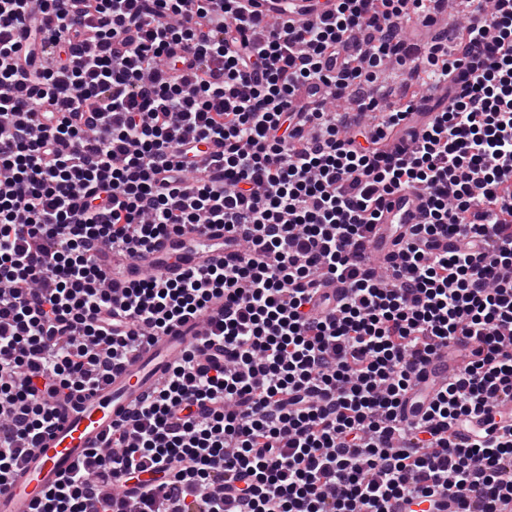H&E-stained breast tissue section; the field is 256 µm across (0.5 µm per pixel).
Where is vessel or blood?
<instances>
[{"label":"vessel or blood","instance_id":"obj_1","mask_svg":"<svg viewBox=\"0 0 512 512\" xmlns=\"http://www.w3.org/2000/svg\"><path fill=\"white\" fill-rule=\"evenodd\" d=\"M257 16L300 26L332 10L334 0H245ZM423 199L410 189L391 198L377 235L368 245L371 253L386 258L394 253L392 239L397 225L422 220ZM224 229L218 224L195 227L183 236L161 240L154 249L136 258L104 249L97 259L104 268L122 265V275L113 278L112 290L121 293L132 280L152 273L175 277L178 270L224 259ZM210 317L176 326L156 335L141 352L114 369L110 377L85 393L64 392L53 397L59 411L55 423L26 448L16 472L0 487V512H40L45 495L64 475L81 464L91 449L102 446L113 426L130 420L132 413L179 360L184 350L196 347L199 362H206L204 341L210 332ZM448 366L432 362L418 378V394L427 397Z\"/></svg>","mask_w":512,"mask_h":512}]
</instances>
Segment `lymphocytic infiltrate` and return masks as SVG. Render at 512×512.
<instances>
[{
    "label": "lymphocytic infiltrate",
    "instance_id": "1",
    "mask_svg": "<svg viewBox=\"0 0 512 512\" xmlns=\"http://www.w3.org/2000/svg\"><path fill=\"white\" fill-rule=\"evenodd\" d=\"M465 3L451 34L430 27L445 0H336L300 27L242 0H0V485L56 416L49 396L220 298L208 366L188 352L42 512L512 500V0ZM411 21L430 40L416 58ZM392 64L416 94L375 96ZM443 84L447 105L412 124ZM211 141L217 173L195 161ZM407 188L424 221L378 268L366 245ZM200 224L223 225L232 261L113 296L98 248L134 257ZM332 281L343 297L319 300ZM447 353L404 422L417 367ZM478 413L479 438L453 442ZM118 470L133 500L103 493Z\"/></svg>",
    "mask_w": 512,
    "mask_h": 512
}]
</instances>
